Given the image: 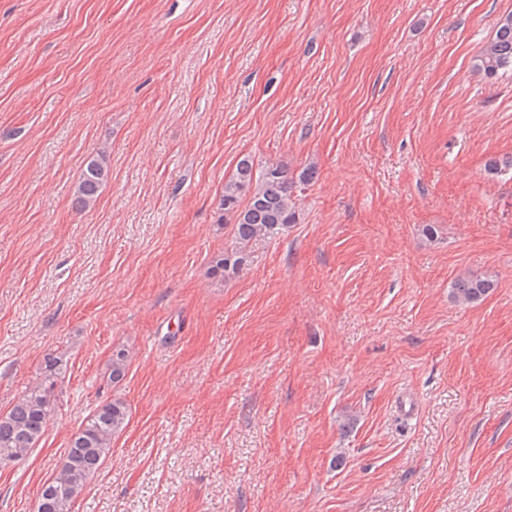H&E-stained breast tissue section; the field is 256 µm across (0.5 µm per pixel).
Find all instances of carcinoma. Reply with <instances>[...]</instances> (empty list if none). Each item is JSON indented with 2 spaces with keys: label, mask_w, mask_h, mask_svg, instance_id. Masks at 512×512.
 I'll return each mask as SVG.
<instances>
[{
  "label": "carcinoma",
  "mask_w": 512,
  "mask_h": 512,
  "mask_svg": "<svg viewBox=\"0 0 512 512\" xmlns=\"http://www.w3.org/2000/svg\"><path fill=\"white\" fill-rule=\"evenodd\" d=\"M512 71V13L499 19L493 37L473 59L471 72L493 77ZM316 171L309 167L292 176L288 167L271 164L254 173L250 157L241 158L233 176L224 183L219 198V221L229 217L235 224L232 247L211 259V272L222 279L238 275L247 263L252 244L272 239L297 222L293 197L296 184L307 185ZM108 167L104 153L91 157L76 188V203L86 209L97 200L107 182ZM494 287L492 279L479 275L456 278L451 285L454 297L472 303ZM41 380L28 387L11 408L0 415V463L26 458L44 432L49 415L58 406L57 382L64 372L61 354L48 353L43 359ZM128 355L113 351L106 376L107 385L120 383L126 376ZM129 411L120 399L98 405L72 436L63 461L52 478L42 486L36 512H74L76 501L89 479L100 469L112 449V437L127 425Z\"/></svg>",
  "instance_id": "cac0c4a2"
}]
</instances>
